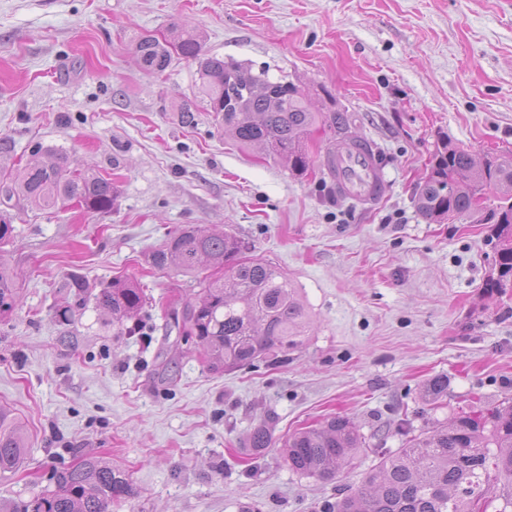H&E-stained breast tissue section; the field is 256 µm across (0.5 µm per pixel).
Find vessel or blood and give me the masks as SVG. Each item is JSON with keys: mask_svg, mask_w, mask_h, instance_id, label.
Returning a JSON list of instances; mask_svg holds the SVG:
<instances>
[{"mask_svg": "<svg viewBox=\"0 0 512 512\" xmlns=\"http://www.w3.org/2000/svg\"><path fill=\"white\" fill-rule=\"evenodd\" d=\"M384 169L374 148L344 147L336 154L332 183L337 195L360 205L379 200L384 188Z\"/></svg>", "mask_w": 512, "mask_h": 512, "instance_id": "1", "label": "vessel or blood"}]
</instances>
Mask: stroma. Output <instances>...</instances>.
Returning <instances> with one entry per match:
<instances>
[{
    "mask_svg": "<svg viewBox=\"0 0 512 512\" xmlns=\"http://www.w3.org/2000/svg\"><path fill=\"white\" fill-rule=\"evenodd\" d=\"M181 28L204 54L300 82L314 105L331 92L385 164L382 199L360 206L322 172L292 175L235 144L205 103L182 126L196 63L176 55L153 74L129 47ZM443 137L512 150V0H0V171L57 148L118 190L106 214L11 209L21 298L0 320V404L29 447L0 474V503L31 499L79 452L129 475L136 496L112 512H321L374 449L512 397V288H484L489 225L431 224L413 202ZM184 224L235 235L299 288L310 328L288 364L213 372L164 330L197 284L149 256ZM115 277L149 297L130 335L92 299ZM436 376L448 390L435 405ZM338 415L371 451L334 482L295 474L275 448L241 456L266 417L281 438Z\"/></svg>",
    "mask_w": 512,
    "mask_h": 512,
    "instance_id": "stroma-1",
    "label": "stroma"
}]
</instances>
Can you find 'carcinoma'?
Segmentation results:
<instances>
[{
  "label": "carcinoma",
  "instance_id": "1",
  "mask_svg": "<svg viewBox=\"0 0 512 512\" xmlns=\"http://www.w3.org/2000/svg\"><path fill=\"white\" fill-rule=\"evenodd\" d=\"M198 63L200 93L224 132L243 145H258L283 162L293 175L310 166L309 143L319 129L330 133L321 166L329 167L336 146L360 143L344 114L312 108L308 94L265 68L202 53L201 36L180 31L174 43L141 33L132 54L147 71H163L170 48ZM48 159L14 172L0 173V206L13 200L38 211H59L72 203L91 213H107L117 198L112 179L92 167L75 166L65 153L46 150ZM419 214L431 223L448 220L492 225L494 272L484 288L502 292L512 286V151L481 158L446 139L438 142L427 174L414 198ZM159 270L193 276L198 289L170 319L182 336L196 339L210 371L284 365L304 344L308 323L304 304L277 268L250 255L231 234L185 224L176 228L150 256ZM20 301L17 275L0 254V318ZM98 308L111 316L117 333H132L126 321L145 306L138 284L114 278L94 294ZM280 445L288 468L329 483L369 449L366 438L346 416H332L314 428L274 439L268 423L250 432L252 455ZM27 451L25 432L13 410L0 405V473L16 472ZM41 493L13 512H111L136 495L129 476L109 462L86 455L52 471ZM501 501L495 512L512 509V405L458 412L423 430L393 453L379 456L352 493L328 501L323 512H479L482 501Z\"/></svg>",
  "mask_w": 512,
  "mask_h": 512
}]
</instances>
